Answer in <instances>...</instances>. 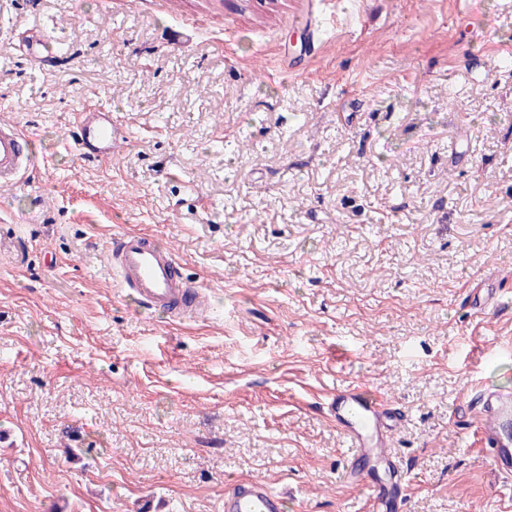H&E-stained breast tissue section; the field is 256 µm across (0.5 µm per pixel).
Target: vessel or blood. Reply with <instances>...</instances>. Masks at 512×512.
Wrapping results in <instances>:
<instances>
[{
    "instance_id": "obj_1",
    "label": "vessel or blood",
    "mask_w": 512,
    "mask_h": 512,
    "mask_svg": "<svg viewBox=\"0 0 512 512\" xmlns=\"http://www.w3.org/2000/svg\"><path fill=\"white\" fill-rule=\"evenodd\" d=\"M69 137L80 158L103 163L129 140L126 127L113 120L110 108L88 101L77 106ZM29 141V135L16 126L0 124V185L18 182L28 168ZM109 251L120 288L141 305L178 320L195 305L197 294L183 278L170 248L144 234L126 232L113 237ZM473 411L481 439L492 451L495 471L512 477V391L481 386ZM326 414L354 450L348 479L367 482L372 512H395L406 479L387 451L398 422L393 406L368 387L348 386L329 397ZM285 506L284 493L259 478L233 481L224 490L223 512H285Z\"/></svg>"
}]
</instances>
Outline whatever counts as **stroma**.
<instances>
[{
	"label": "stroma",
	"mask_w": 512,
	"mask_h": 512,
	"mask_svg": "<svg viewBox=\"0 0 512 512\" xmlns=\"http://www.w3.org/2000/svg\"><path fill=\"white\" fill-rule=\"evenodd\" d=\"M314 14L316 29L301 23ZM46 31L57 58L20 48ZM512 0H0V512H370L323 406L402 415V512H512L465 403L512 388ZM99 99L111 162L65 142ZM170 249L211 308L135 305L114 235ZM507 303L471 309L478 278ZM30 137L16 126L0 124V185L18 182L31 162V152L24 147ZM285 506V493L259 478L235 480L224 489L223 512H284Z\"/></svg>",
	"instance_id": "obj_1"
}]
</instances>
